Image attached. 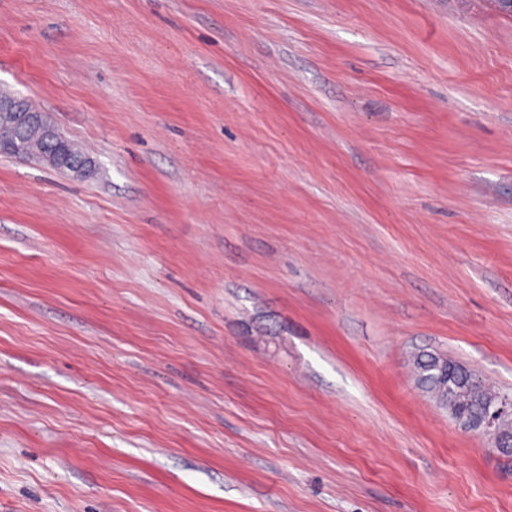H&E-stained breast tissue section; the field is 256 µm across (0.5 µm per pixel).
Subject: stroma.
<instances>
[{
  "label": "stroma",
  "instance_id": "stroma-1",
  "mask_svg": "<svg viewBox=\"0 0 512 512\" xmlns=\"http://www.w3.org/2000/svg\"><path fill=\"white\" fill-rule=\"evenodd\" d=\"M0 512H512L417 385L512 392L496 0H0ZM0 117L18 125L37 126L48 137H57V129L41 112L34 111L23 98L0 96ZM0 129L1 153L16 158L37 157L57 170L72 172L69 167L87 155L62 135L61 139L48 140L34 128H1L0 125ZM49 158H54L57 163H49ZM418 385L456 419L472 420L503 410L506 393L490 388L476 373L441 355L419 352L413 361Z\"/></svg>",
  "mask_w": 512,
  "mask_h": 512
}]
</instances>
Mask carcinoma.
Segmentation results:
<instances>
[{"instance_id":"cac0c4a2","label":"carcinoma","mask_w":512,"mask_h":512,"mask_svg":"<svg viewBox=\"0 0 512 512\" xmlns=\"http://www.w3.org/2000/svg\"><path fill=\"white\" fill-rule=\"evenodd\" d=\"M0 151L25 159L37 157L43 161L53 158L57 170L67 171L78 164L85 152L69 139L48 140L33 128L0 129ZM418 385L453 418L472 420L503 406L508 394L490 388L476 373L441 355L420 352L413 361Z\"/></svg>"}]
</instances>
